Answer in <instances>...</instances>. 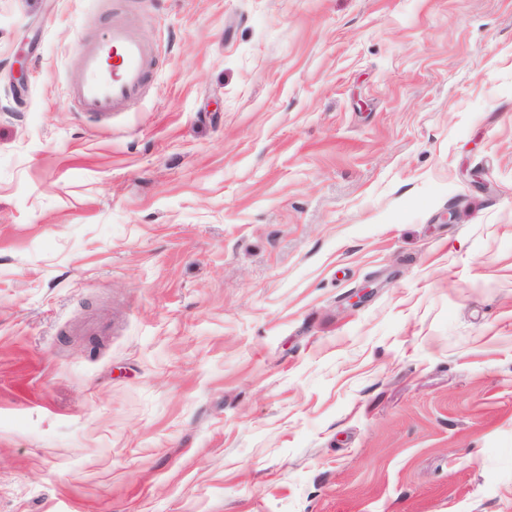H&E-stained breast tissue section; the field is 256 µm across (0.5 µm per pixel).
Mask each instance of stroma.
Listing matches in <instances>:
<instances>
[{"label": "stroma", "instance_id": "1", "mask_svg": "<svg viewBox=\"0 0 512 512\" xmlns=\"http://www.w3.org/2000/svg\"><path fill=\"white\" fill-rule=\"evenodd\" d=\"M0 512H512V0H0ZM76 52L80 77L72 97L78 111L107 117L144 99L155 59L120 14L112 17L107 41L78 42Z\"/></svg>", "mask_w": 512, "mask_h": 512}]
</instances>
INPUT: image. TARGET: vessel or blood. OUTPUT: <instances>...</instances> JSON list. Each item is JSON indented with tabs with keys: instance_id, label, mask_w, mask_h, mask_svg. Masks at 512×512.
I'll use <instances>...</instances> for the list:
<instances>
[{
	"instance_id": "b4317fda",
	"label": "vessel or blood",
	"mask_w": 512,
	"mask_h": 512,
	"mask_svg": "<svg viewBox=\"0 0 512 512\" xmlns=\"http://www.w3.org/2000/svg\"><path fill=\"white\" fill-rule=\"evenodd\" d=\"M80 77L72 88L78 111L107 117L141 102L155 59L121 15H114L104 42H81L76 49Z\"/></svg>"
}]
</instances>
